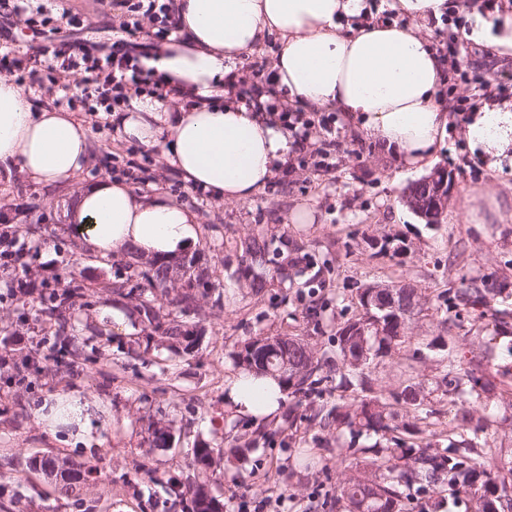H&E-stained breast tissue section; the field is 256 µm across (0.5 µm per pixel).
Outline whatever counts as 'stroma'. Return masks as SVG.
Instances as JSON below:
<instances>
[{"instance_id": "1", "label": "stroma", "mask_w": 512, "mask_h": 512, "mask_svg": "<svg viewBox=\"0 0 512 512\" xmlns=\"http://www.w3.org/2000/svg\"><path fill=\"white\" fill-rule=\"evenodd\" d=\"M452 12L430 23L427 35L450 67L443 103L456 118L443 137L435 168L447 170L454 190L439 226H428L404 202V194L423 178L420 170L402 172L383 159L368 140L349 134L336 123V144L328 146L316 121L321 108H306L314 119L309 136L286 172L244 202H223L207 192L185 188L181 177L163 161L158 150L119 141L103 123L100 112L84 113L91 138L92 164L78 183L62 190L44 189L15 178L0 181V228L16 227L29 254L18 277L57 285L76 272L86 286L89 303L71 311L74 341L81 357L53 359L46 348L55 340L49 326L20 323L18 303L0 300V352L9 364L0 365V471L14 479L0 484V512H170L175 491L191 483L204 485L226 512L240 502L256 506L283 500L278 512H308L319 489L335 490L351 457L348 437L317 427L293 432L284 429L287 406L270 420L276 435L270 444L238 457L230 448L240 437L235 416L224 405L228 376L237 374L234 355L249 341L271 336H305L314 347L324 346L342 318L357 314V289L391 282L420 288L427 299L411 319L412 339L397 359L374 372L377 388L399 385L403 360L412 355L422 336H451L455 353L469 359L476 337L491 339L495 351L512 344V296L499 298L504 319L472 314L446 318L437 301L447 288L468 287L470 280L507 282L512 286V217L501 224H468L464 209L474 191L495 189L512 196V175L493 176L468 150L459 125L481 99L484 82L507 88L512 100V57L468 41L472 8L493 13L504 0H448ZM53 15L68 13L75 21L59 38L77 49L90 41H109L111 28L126 21L123 10L105 11L96 0H49ZM119 179L144 194L162 190L193 207L201 237L193 246L196 270L212 288L200 296L187 323L200 329V342L175 352L166 346L139 349L140 317L134 301L118 298L114 290L126 279L127 268L144 270L146 260L135 254L101 257L84 254L63 216L82 185L102 178ZM312 211L310 224L291 223L297 207ZM283 235L288 240V280L254 291L240 274L245 245L252 238ZM393 239L397 254L383 252L384 239ZM323 304V328L314 333L304 318L312 299ZM127 314L124 328L112 326V308ZM36 369L18 380L23 357ZM71 393L87 403L85 427L89 443L77 442L72 428L49 431L37 409L56 395ZM169 431L166 446L155 445L151 428ZM218 449L204 472L190 464L198 447ZM314 452L315 468H305L303 449ZM55 457L97 465V479L81 478L72 497L58 483L30 468L32 458ZM158 471L163 484L143 477Z\"/></svg>"}]
</instances>
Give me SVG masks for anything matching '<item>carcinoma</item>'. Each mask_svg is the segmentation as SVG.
Returning <instances> with one entry per match:
<instances>
[{"label": "carcinoma", "mask_w": 512, "mask_h": 512, "mask_svg": "<svg viewBox=\"0 0 512 512\" xmlns=\"http://www.w3.org/2000/svg\"><path fill=\"white\" fill-rule=\"evenodd\" d=\"M275 239H252L246 246L250 264L271 265L274 273L288 278V264L280 262ZM177 273L187 278L189 289L207 286L195 271V256L183 255L172 260H153L152 268L132 273L115 294L129 297L138 291V309L142 332L146 339L158 336L167 347L183 345L189 331L183 322L165 308L157 290H165L169 276ZM399 294L407 306L422 311L424 296L411 283L396 282L379 289L380 304H367V289L357 291L360 313L337 325L336 333L327 338V346L316 350L298 336H287L288 362L284 366L276 352L262 349L244 350L238 354V365L255 374L278 377L283 390L294 398L288 413V427L299 422L317 425L322 430L348 434L350 439L371 434L379 441L371 446L351 448L355 469L336 485V492H325L312 501L311 508L323 512H512V458L490 443L499 430L496 417L481 407L482 394L489 392L490 382L476 375L489 361L492 351L477 343L468 365L451 352V342L437 336L427 343L442 351L438 360L434 385L426 386L409 374L399 386L389 391H376L372 369L400 352L408 339L409 320L391 307L388 291ZM508 293L506 285L485 281L454 291L450 288L438 295L445 311L458 318L468 309L480 310L484 317L497 298ZM86 296L84 285L75 274L65 288L58 290L46 284L38 297L26 302L37 319L55 327V336L69 340L73 331L70 310L76 300ZM338 392L336 401L325 400ZM455 407L453 426L437 430L432 418L441 410L431 401ZM309 406H304V403ZM32 465L59 478L62 488L71 485L74 469L51 458L32 461ZM189 500L191 512H223V505L202 485L177 493Z\"/></svg>", "instance_id": "obj_1"}]
</instances>
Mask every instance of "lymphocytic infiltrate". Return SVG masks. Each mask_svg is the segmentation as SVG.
<instances>
[{
    "label": "lymphocytic infiltrate",
    "instance_id": "obj_1",
    "mask_svg": "<svg viewBox=\"0 0 512 512\" xmlns=\"http://www.w3.org/2000/svg\"><path fill=\"white\" fill-rule=\"evenodd\" d=\"M112 4L147 17L157 25L158 38H168L175 31L171 23L174 0H112ZM137 30V25L121 23L120 33L113 37L111 45L93 43L77 55L51 45L44 47L38 60L40 66L66 78H77L76 83L61 84L58 104L72 107L87 103L92 111L111 113L129 106L133 97L147 90L162 97L165 84L140 64L146 50L135 40Z\"/></svg>",
    "mask_w": 512,
    "mask_h": 512
}]
</instances>
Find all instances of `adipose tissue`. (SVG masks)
Returning <instances> with one entry per match:
<instances>
[{
  "label": "adipose tissue",
  "instance_id": "1",
  "mask_svg": "<svg viewBox=\"0 0 512 512\" xmlns=\"http://www.w3.org/2000/svg\"><path fill=\"white\" fill-rule=\"evenodd\" d=\"M179 40L145 59L181 104L146 99L111 121L120 140L160 148L190 188L245 201L286 170L302 144L274 116L238 99L233 64L279 34L273 84L283 100L341 112L350 130L406 166L427 165L448 122L438 92L446 63L415 31L388 23L344 27L361 0H176ZM469 40L512 55V9L474 14ZM465 138L489 168L512 163V101H481ZM92 160L89 129L73 113L42 107L0 77V176L67 185ZM83 251L174 258L196 244L199 218L159 192L144 195L105 178L77 193L64 214ZM235 415L260 424L284 398L277 378L243 375L227 383Z\"/></svg>",
  "mask_w": 512,
  "mask_h": 512
}]
</instances>
